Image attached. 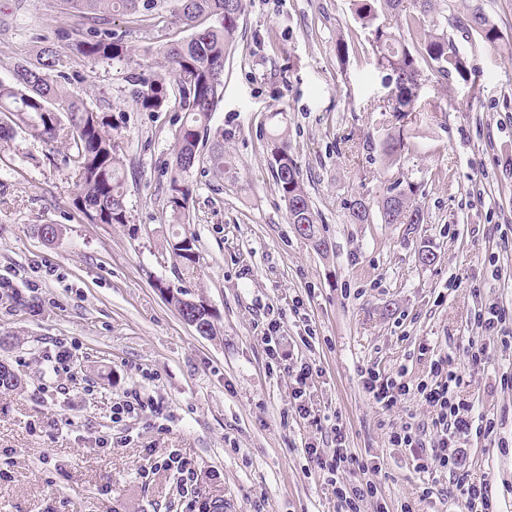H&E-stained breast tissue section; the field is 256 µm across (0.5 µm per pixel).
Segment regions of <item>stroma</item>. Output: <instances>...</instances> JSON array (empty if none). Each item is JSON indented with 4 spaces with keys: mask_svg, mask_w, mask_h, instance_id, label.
I'll list each match as a JSON object with an SVG mask.
<instances>
[{
    "mask_svg": "<svg viewBox=\"0 0 512 512\" xmlns=\"http://www.w3.org/2000/svg\"><path fill=\"white\" fill-rule=\"evenodd\" d=\"M495 25L489 44L448 24L475 83L441 79L427 63L418 103L424 119L406 132L392 165L379 142L394 96L377 65L371 34L352 0H249L224 61L223 98L210 122L236 163L235 178L200 161L185 232L199 240L189 289L218 316L200 335L169 305L160 285H181L163 243L164 172L183 114L177 104L141 111L125 81L161 65L166 43L187 38L166 14L145 34L125 17L113 32L127 60L74 54L87 36L59 0H0V80L52 45L70 52L69 89L90 106L108 101L120 134L128 224H92L74 206L76 180L65 154L23 130L0 149V281L24 303L0 301V363L22 388L0 389V512H336V496L305 453L329 432L299 418L289 368L312 367L304 401L317 417H341L351 452L374 465L388 512H464L460 498L422 496L424 477L409 449L388 437L405 422L430 426L409 397L384 410L360 371L426 378L449 353L465 361L480 345L488 361L464 372L459 389L476 413L494 418L495 441L471 437L475 478L493 489L494 512H512V348L471 322L496 304L512 312V0H474ZM349 45L336 53L337 40ZM284 125L327 252L288 222L274 183L269 138ZM395 181L416 185L425 214L416 229L356 224L354 197L378 201ZM58 229L45 240L39 225ZM436 259L426 264L422 250ZM280 316V360L262 329ZM70 356L60 374L48 358ZM154 402L115 419L127 391ZM174 456L184 478L161 462Z\"/></svg>",
    "mask_w": 512,
    "mask_h": 512,
    "instance_id": "obj_1",
    "label": "stroma"
}]
</instances>
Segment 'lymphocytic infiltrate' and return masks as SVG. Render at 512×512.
Segmentation results:
<instances>
[{
	"instance_id": "1",
	"label": "lymphocytic infiltrate",
	"mask_w": 512,
	"mask_h": 512,
	"mask_svg": "<svg viewBox=\"0 0 512 512\" xmlns=\"http://www.w3.org/2000/svg\"><path fill=\"white\" fill-rule=\"evenodd\" d=\"M462 367L452 355L438 357L430 364L428 381L413 387L382 375L373 367L362 370L360 377L366 392L381 408H393L410 394L419 396L432 408L434 438L423 439L421 432L408 424L390 433L391 445L410 449L413 466L419 473L430 476L448 473L466 512H491L490 486L472 479L471 453L464 443L473 434L492 439L496 424L493 419L475 415L473 404L458 395ZM330 432L332 448L325 450L310 445L306 453L330 482L338 502L337 512H385L376 498V486L369 478L371 468L347 447L342 423H333Z\"/></svg>"
}]
</instances>
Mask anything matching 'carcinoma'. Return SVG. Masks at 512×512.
Segmentation results:
<instances>
[{
	"mask_svg": "<svg viewBox=\"0 0 512 512\" xmlns=\"http://www.w3.org/2000/svg\"><path fill=\"white\" fill-rule=\"evenodd\" d=\"M167 1L173 4L174 16L192 33L188 40L173 41L163 50L168 74L147 77L134 71L127 74V83L144 112H159L166 107L171 85H176L179 91L185 115L176 133L172 162L167 166L170 176L165 214L168 223L183 224L190 199V188L184 176L199 162V145L209 137L211 115L223 92L224 60L235 41L246 0H63L79 17L91 23L89 38L79 42L78 51L92 60L108 62L123 61L128 56L127 46L109 28L112 16L126 15L150 31L154 27V11ZM409 3L416 10L415 14L405 17L408 28L416 34L415 43L411 45L390 28L377 23L379 13L400 16L407 12ZM355 12L361 24L370 29L378 66L394 76V103L381 108L392 116L381 144L384 159L392 163L405 149L406 117L423 112L416 106L420 80L418 60H424L444 78L454 73L466 82L470 71L448 34L438 32V20H433L430 28L424 25V18L443 12L441 0H356ZM455 23L461 29L479 33L490 44L498 39L496 28L478 6L461 18L455 17ZM42 55V66L32 68L18 64L11 82L0 81V141L11 140L16 129L24 128L49 145H64L79 188L74 205L83 218L91 224L130 223L124 164L119 154L120 136L112 133L111 115L100 107H90L80 95L65 86L67 55L50 47L45 48ZM51 71L56 73V78L49 76ZM270 152L275 184L286 204L288 223L294 225L299 236L309 241L314 249L328 251L286 132L272 134ZM209 162L226 174H233L235 169L232 157L222 147L212 152ZM412 195L414 186L409 184L403 188L399 182L391 183L378 201L384 223H424V212L413 205ZM348 210L354 223L364 224L370 220L371 202L356 197L348 204ZM302 224L309 225L308 232H300ZM167 244L180 265L182 279L195 278L200 263L196 237L175 233ZM160 290L182 317L202 327L200 334H217L216 315L204 297L199 296L194 304L186 306L183 301L186 290L174 291L163 285Z\"/></svg>",
	"mask_w": 512,
	"mask_h": 512,
	"instance_id": "obj_1",
	"label": "carcinoma"
}]
</instances>
